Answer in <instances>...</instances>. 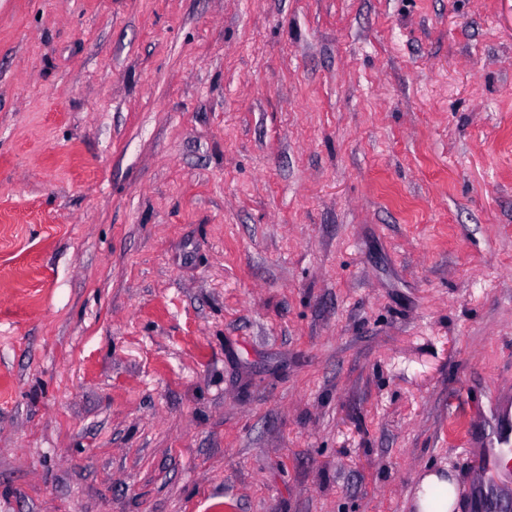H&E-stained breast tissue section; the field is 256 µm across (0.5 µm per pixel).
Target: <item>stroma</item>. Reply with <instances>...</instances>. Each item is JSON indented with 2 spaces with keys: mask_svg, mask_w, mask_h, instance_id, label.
Instances as JSON below:
<instances>
[{
  "mask_svg": "<svg viewBox=\"0 0 512 512\" xmlns=\"http://www.w3.org/2000/svg\"><path fill=\"white\" fill-rule=\"evenodd\" d=\"M512 402V0H0V512H414Z\"/></svg>",
  "mask_w": 512,
  "mask_h": 512,
  "instance_id": "35a3bbf8",
  "label": "stroma"
}]
</instances>
